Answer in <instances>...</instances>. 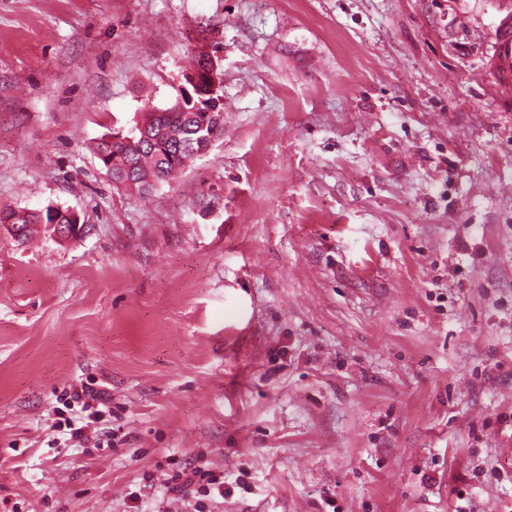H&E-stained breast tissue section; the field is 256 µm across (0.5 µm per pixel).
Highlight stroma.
Returning a JSON list of instances; mask_svg holds the SVG:
<instances>
[{
	"label": "stroma",
	"instance_id": "obj_1",
	"mask_svg": "<svg viewBox=\"0 0 512 512\" xmlns=\"http://www.w3.org/2000/svg\"><path fill=\"white\" fill-rule=\"evenodd\" d=\"M512 0H0V512H512ZM224 134L92 148L201 48ZM112 396L95 449L64 392ZM185 84L179 88V97L175 103L174 111L170 112L168 109H154L146 113L143 126L147 128V132L155 133V130L163 128H178L185 126L184 136L185 142L189 144L178 147L176 145L166 146L161 150H147L145 149L141 154L131 156L130 152L122 145L112 147L108 161L110 162L111 179L120 181V185L124 188L135 189L140 193L150 192L156 185L166 182L167 179L178 169L183 168V162L191 156L193 150L198 149L200 141L197 137L200 135L194 129L199 127L197 120L186 118L181 112H197L201 104L196 103L194 108L188 109L194 103V95L192 91L197 86L199 80V71L196 67H191L184 74ZM192 91H191V89ZM118 162L125 163L127 160L132 164L131 175L135 182V187L125 185V181L130 178L119 164L112 165L113 158ZM188 161L184 162V167L188 165ZM126 175V176H125ZM148 177H152L154 184H148L147 188L143 187ZM62 215L65 217L60 218L58 224H50L52 218L50 216V206L46 208V210L35 212V213H27V217L21 223L26 225L25 231L23 233V237H27L30 232L31 224H46V228L49 225V228L54 230L53 235L57 237H72L73 234L78 235L83 230V224H80V216L75 210L68 209L67 211L61 210ZM71 222H69V220ZM64 222V223H62Z\"/></svg>",
	"mask_w": 512,
	"mask_h": 512
}]
</instances>
